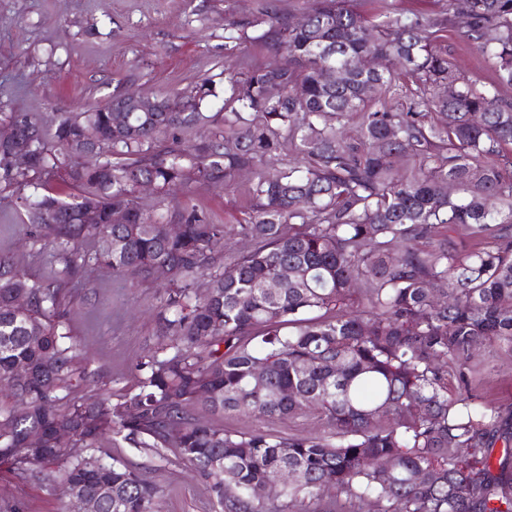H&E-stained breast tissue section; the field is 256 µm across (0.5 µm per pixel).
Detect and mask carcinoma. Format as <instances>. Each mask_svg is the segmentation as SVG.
I'll return each mask as SVG.
<instances>
[{
  "label": "carcinoma",
  "mask_w": 512,
  "mask_h": 512,
  "mask_svg": "<svg viewBox=\"0 0 512 512\" xmlns=\"http://www.w3.org/2000/svg\"><path fill=\"white\" fill-rule=\"evenodd\" d=\"M450 28L496 82L457 68ZM250 40L269 59L226 78L223 127L208 141L177 137L208 120L204 87L119 123L102 105L64 112L51 134L26 112L0 118L28 147L23 166L0 155V184L35 189L21 197L23 222L52 236L64 276L92 259L166 285L163 342L138 364V389L112 401L82 393L93 376L64 321L66 284L0 259V381L26 400L0 401V464L93 512H161L158 485L96 454L123 433L204 478L220 512H322L326 497L350 512H512V408L473 393L477 350L512 353V99L499 92L512 85V0L412 15L384 0L372 20L353 0H317L298 22L268 7L225 49ZM366 56L381 66L363 70ZM162 136L172 146L158 151ZM108 151L116 160H99ZM243 171L252 214L233 230L183 207L168 237L133 198L145 182L167 196L197 181L228 187ZM56 176L79 194L36 193ZM232 236L243 250L216 264ZM20 367L29 376L14 384ZM198 407L314 412L325 430L228 431ZM282 470L295 478L255 498Z\"/></svg>",
  "instance_id": "1"
}]
</instances>
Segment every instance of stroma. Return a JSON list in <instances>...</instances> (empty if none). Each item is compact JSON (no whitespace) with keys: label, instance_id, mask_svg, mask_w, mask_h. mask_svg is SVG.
Segmentation results:
<instances>
[{"label":"stroma","instance_id":"35a3bbf8","mask_svg":"<svg viewBox=\"0 0 512 512\" xmlns=\"http://www.w3.org/2000/svg\"><path fill=\"white\" fill-rule=\"evenodd\" d=\"M270 1L297 18L314 5V0H0V113L49 119L125 93L172 97L204 84L211 94L201 109L215 114L224 104L225 74L245 73L268 59L258 43L240 52L225 50L227 26L251 19ZM249 180L243 172L230 188L197 182L175 196L213 223L232 227L251 212L244 192ZM22 213L11 190H0V258L33 280H60L64 264L54 243L30 239ZM82 280L66 324L94 374L93 392L115 400L137 389V363L158 342L163 289L93 264ZM475 361L481 367L475 387L482 402L512 406V355L486 346ZM216 423L283 435L324 430L312 416L257 421L227 415ZM100 448L105 460L122 459L162 488L163 512H217L206 482L185 465L161 461L156 449L120 436L102 440ZM13 502L22 512H64L67 506L46 482L18 479L10 465L1 464L0 507Z\"/></svg>","mask_w":512,"mask_h":512}]
</instances>
